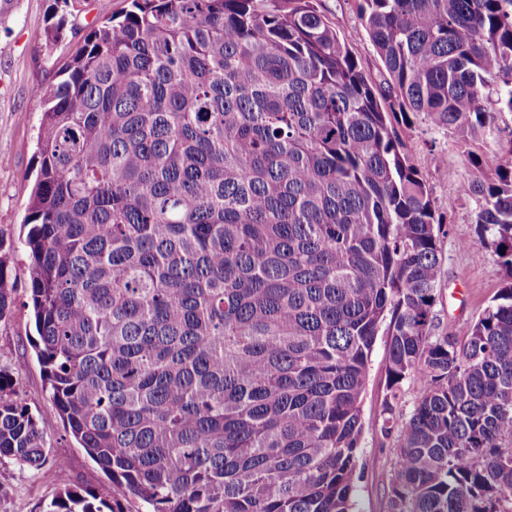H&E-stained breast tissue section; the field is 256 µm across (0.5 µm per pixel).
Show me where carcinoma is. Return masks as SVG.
I'll return each mask as SVG.
<instances>
[{"label":"carcinoma","instance_id":"carcinoma-1","mask_svg":"<svg viewBox=\"0 0 512 512\" xmlns=\"http://www.w3.org/2000/svg\"><path fill=\"white\" fill-rule=\"evenodd\" d=\"M351 5L380 83L321 0H130L40 90L34 349L55 413L145 512H353L381 333L387 512H512V0ZM417 114L467 156L460 246L506 281L464 336L437 321ZM2 457L46 462L0 369ZM105 506L75 486L45 512Z\"/></svg>","mask_w":512,"mask_h":512}]
</instances>
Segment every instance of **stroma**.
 Returning <instances> with one entry per match:
<instances>
[{
  "instance_id": "obj_1",
  "label": "stroma",
  "mask_w": 512,
  "mask_h": 512,
  "mask_svg": "<svg viewBox=\"0 0 512 512\" xmlns=\"http://www.w3.org/2000/svg\"><path fill=\"white\" fill-rule=\"evenodd\" d=\"M326 15L335 22L363 60L371 76L380 66L368 37L349 0H322ZM128 0H11L0 12V255L6 259L12 303L0 317V368L13 376L15 395L36 417L46 442L47 460L62 459L67 466L45 477L43 471L10 458L0 459V512H44L60 489L87 486L120 512H139L140 503L117 492L51 409L43 373L33 348L37 337L28 289L29 260L24 247L29 228L24 220L37 173L36 139L45 103L32 92L49 74L61 69L82 45L90 23L119 14ZM66 18L58 43L46 41L53 11ZM410 153L421 174L433 187L437 213L447 222L442 242L444 280L436 307L441 326H453L465 335L503 285L492 251L481 259L459 248L462 240L476 239L473 201L462 197L459 184L469 169L449 133L430 129L414 116L408 132ZM385 394V340L377 338L364 393L366 421L357 471L356 512H387L385 489L393 471L392 439L382 435L377 420Z\"/></svg>"
}]
</instances>
